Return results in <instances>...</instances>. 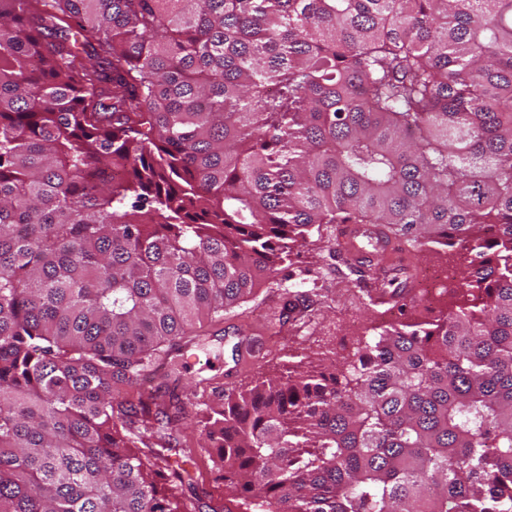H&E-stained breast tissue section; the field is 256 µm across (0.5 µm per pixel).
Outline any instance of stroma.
Instances as JSON below:
<instances>
[{"label":"stroma","mask_w":512,"mask_h":512,"mask_svg":"<svg viewBox=\"0 0 512 512\" xmlns=\"http://www.w3.org/2000/svg\"><path fill=\"white\" fill-rule=\"evenodd\" d=\"M357 273L343 263L335 235L311 234L293 245L274 281L261 285L237 317L204 325L183 368L163 365L143 393L155 389L193 403L192 385L216 403L218 390L241 389L291 365H319L325 354L353 351L369 312L348 293Z\"/></svg>","instance_id":"stroma-1"}]
</instances>
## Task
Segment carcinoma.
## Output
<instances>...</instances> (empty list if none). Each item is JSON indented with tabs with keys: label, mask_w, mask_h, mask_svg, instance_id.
<instances>
[{
	"label": "carcinoma",
	"mask_w": 512,
	"mask_h": 512,
	"mask_svg": "<svg viewBox=\"0 0 512 512\" xmlns=\"http://www.w3.org/2000/svg\"><path fill=\"white\" fill-rule=\"evenodd\" d=\"M380 224L462 298L195 413L241 512H512V0H0V512H196L135 386Z\"/></svg>",
	"instance_id": "1"
}]
</instances>
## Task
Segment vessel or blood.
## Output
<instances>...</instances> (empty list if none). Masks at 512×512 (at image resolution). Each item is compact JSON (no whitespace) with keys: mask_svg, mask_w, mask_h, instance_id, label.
<instances>
[{"mask_svg":"<svg viewBox=\"0 0 512 512\" xmlns=\"http://www.w3.org/2000/svg\"><path fill=\"white\" fill-rule=\"evenodd\" d=\"M338 250L344 262L359 272L371 294H378L388 284L404 289L412 285L415 272L409 255L397 250L378 225H343Z\"/></svg>","mask_w":512,"mask_h":512,"instance_id":"b4317fda","label":"vessel or blood"}]
</instances>
